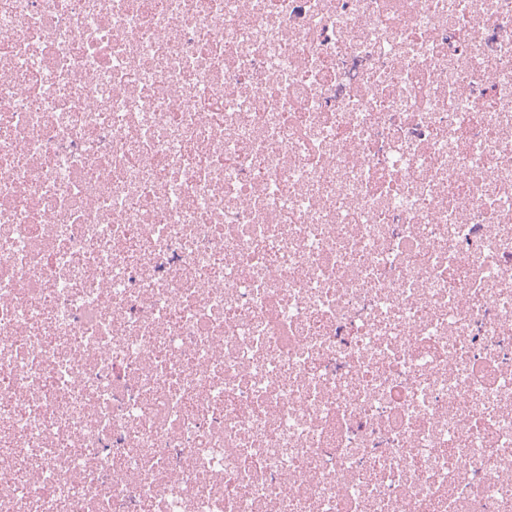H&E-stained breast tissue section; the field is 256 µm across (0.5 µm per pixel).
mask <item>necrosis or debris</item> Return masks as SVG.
I'll list each match as a JSON object with an SVG mask.
<instances>
[{
    "label": "necrosis or debris",
    "instance_id": "1",
    "mask_svg": "<svg viewBox=\"0 0 512 512\" xmlns=\"http://www.w3.org/2000/svg\"><path fill=\"white\" fill-rule=\"evenodd\" d=\"M0 512H512V0H0Z\"/></svg>",
    "mask_w": 512,
    "mask_h": 512
}]
</instances>
